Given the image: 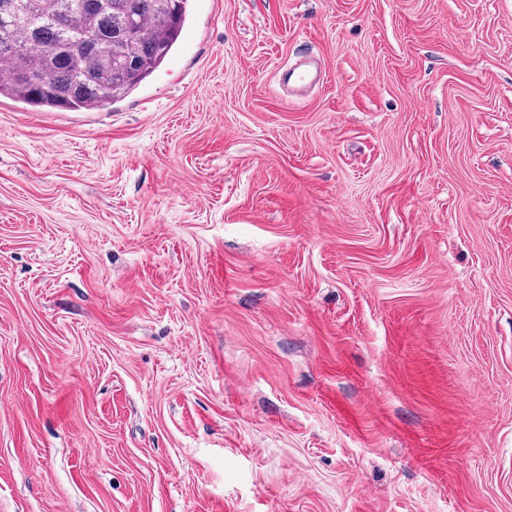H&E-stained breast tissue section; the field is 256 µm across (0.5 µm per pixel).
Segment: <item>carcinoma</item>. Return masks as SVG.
I'll return each instance as SVG.
<instances>
[{
  "mask_svg": "<svg viewBox=\"0 0 512 512\" xmlns=\"http://www.w3.org/2000/svg\"><path fill=\"white\" fill-rule=\"evenodd\" d=\"M188 0H0V99L92 111L135 90L166 60Z\"/></svg>",
  "mask_w": 512,
  "mask_h": 512,
  "instance_id": "carcinoma-1",
  "label": "carcinoma"
}]
</instances>
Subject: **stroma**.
Listing matches in <instances>:
<instances>
[{"mask_svg":"<svg viewBox=\"0 0 512 512\" xmlns=\"http://www.w3.org/2000/svg\"><path fill=\"white\" fill-rule=\"evenodd\" d=\"M0 512H512V0H189L0 101ZM321 70L312 60H301L283 71V83L291 93H301L320 81Z\"/></svg>","mask_w":512,"mask_h":512,"instance_id":"stroma-1","label":"stroma"}]
</instances>
